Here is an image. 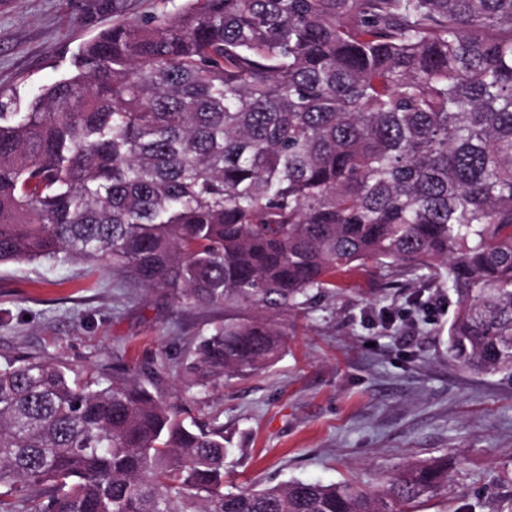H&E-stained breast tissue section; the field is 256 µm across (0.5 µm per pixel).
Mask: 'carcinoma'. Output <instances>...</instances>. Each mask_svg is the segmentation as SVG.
Listing matches in <instances>:
<instances>
[{"label": "carcinoma", "instance_id": "cac0c4a2", "mask_svg": "<svg viewBox=\"0 0 512 512\" xmlns=\"http://www.w3.org/2000/svg\"><path fill=\"white\" fill-rule=\"evenodd\" d=\"M0 102V263L105 260L224 322L187 386L263 369L277 323L373 261L445 269L448 357L512 369V0H188ZM224 428L136 381L0 364V512H417L448 460L368 492L224 490Z\"/></svg>", "mask_w": 512, "mask_h": 512}]
</instances>
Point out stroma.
I'll list each match as a JSON object with an SVG mask.
<instances>
[{
    "label": "stroma",
    "mask_w": 512,
    "mask_h": 512,
    "mask_svg": "<svg viewBox=\"0 0 512 512\" xmlns=\"http://www.w3.org/2000/svg\"><path fill=\"white\" fill-rule=\"evenodd\" d=\"M185 0H0V100L24 111L119 21ZM344 289L288 313L263 370L186 389L182 363L223 324L220 306L180 309L101 261L0 264V363L56 359L82 375L136 367L137 380L197 421L223 426L224 482L345 480L373 491L402 465L448 460V486L419 512H512V372L448 359L458 296L375 263Z\"/></svg>",
    "instance_id": "1"
}]
</instances>
